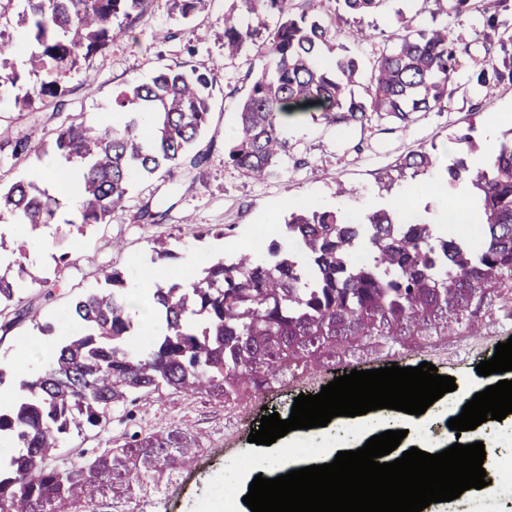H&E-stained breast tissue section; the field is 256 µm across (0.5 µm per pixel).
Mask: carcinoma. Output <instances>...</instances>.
Segmentation results:
<instances>
[{
  "label": "carcinoma",
  "instance_id": "1",
  "mask_svg": "<svg viewBox=\"0 0 512 512\" xmlns=\"http://www.w3.org/2000/svg\"><path fill=\"white\" fill-rule=\"evenodd\" d=\"M38 50L26 72L14 67L12 43L0 38V67L14 85L24 75L40 81L21 104L52 99L61 106L64 78L81 60L112 42V19L130 18L146 0H27ZM386 0H243L257 19L278 18L268 32L259 73L253 77L235 120L227 151L230 163L250 177L271 175L288 154L280 119L318 112L342 129L365 127L372 115L402 123L447 100L448 87L468 48L448 27L413 32L405 27L369 69L355 55L322 65L323 47L337 39L346 16L379 12ZM335 4L334 12L327 5ZM504 0H481L486 40L498 29ZM256 30L224 13V58L253 44ZM504 56L489 59L476 76L489 100L497 86L512 83V35L499 36ZM367 73L363 94L352 86ZM211 80L198 70L159 71L149 83H133L112 101L122 120L113 125L71 124L57 131L53 151L77 161V194L67 202L73 224H104L125 206L132 177L169 172L187 161L208 162L194 151L210 114ZM469 126L456 138L462 150L440 168L442 179L468 186V202L483 215L477 240L465 242L435 225L400 223L391 208L355 220L337 211L295 208L263 252L208 257L185 282L155 284L146 300L159 311L155 332L144 334L124 273L102 269L96 288L67 313L70 333L59 352L26 365L20 402L0 401V512H71L77 501L118 492L143 471L161 474L189 460L198 437L169 426L134 432L93 456L59 461L67 436L98 428L127 405L155 393L201 394L232 401L255 379L272 378L286 352L308 357L364 341L411 338L456 331L490 307L501 288L512 286V128L482 166L469 156L478 143ZM15 156L38 150L27 136L7 140ZM437 156L428 149L406 154L386 173L392 184L428 174ZM59 202L39 185L18 180L0 189V215L34 227L47 223ZM372 248L365 265L350 255ZM18 282L0 273V335L28 321L42 336L58 325L21 305Z\"/></svg>",
  "mask_w": 512,
  "mask_h": 512
}]
</instances>
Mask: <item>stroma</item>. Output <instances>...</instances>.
<instances>
[{"instance_id":"35a3bbf8","label":"stroma","mask_w":512,"mask_h":512,"mask_svg":"<svg viewBox=\"0 0 512 512\" xmlns=\"http://www.w3.org/2000/svg\"><path fill=\"white\" fill-rule=\"evenodd\" d=\"M26 8L25 0H0V37L10 40L20 57L33 47L29 31L20 22ZM230 10L256 27L255 49L232 61L224 58V14ZM274 25L271 17L255 24L242 0H207L202 10L186 20L173 11L172 0H148L137 18L113 19L111 43L69 74L61 108L50 103L22 108L17 100L26 92V84L0 85V132L12 138L33 132L48 142L56 130L73 123L107 126L118 122V115L112 112L114 96L130 83L149 81L160 69L193 68L210 72L213 79L208 125L196 144L197 150L209 155L204 166H183L149 180H134L125 210L114 212L105 224L69 225L66 211L60 210L50 223L36 228L19 226L16 236L32 243L33 261L22 268L9 265L7 271L21 275L23 302L39 305L49 317L67 313L75 299L97 288L96 271L102 266L124 271L128 287L144 283L143 271L153 266L154 250L161 240L175 251L165 272L179 275L193 257L246 247L254 225L284 223L300 204L338 209L348 216L393 207L404 199L409 181L386 192L379 188L377 176L402 155L432 145L437 156H445L449 144L472 125L479 145L477 154L482 157L490 146L499 144L502 131L512 127V84H501L497 97L489 101L474 80L485 61L500 53L498 43L485 41L480 13L471 9L450 17L438 9L435 0H388L376 14L343 22L339 44L369 62L382 50L389 33L399 27H449L459 42L468 44L469 53L454 79L448 103L414 114L405 125L375 119L345 136L337 134L335 126L305 114L286 124L288 156L277 173L263 180L247 178L225 161L224 152L249 88L246 74L259 64L256 48L263 45L268 28ZM359 28L369 30L371 39L354 42L351 33ZM60 166L52 154L16 156L10 146L0 147V180L5 182L36 172L49 173ZM341 181L355 185L356 194L347 199L337 197L336 185ZM147 203L163 211L160 223L136 221L137 210ZM217 231L223 232V239H214ZM48 290L53 293L49 300L44 297ZM197 406L193 396L175 399L156 394L133 405L131 415L114 413L102 428L72 435L68 445L98 453L134 431L171 424L192 429ZM460 412L456 392H449L418 416L380 409L309 432L293 430L268 446L240 440L234 455L219 459L197 475L173 512H249L243 502L255 477L249 462L261 454L274 458L291 448H316L328 458L341 449L359 448L369 437L389 429L405 431L401 445L407 449L422 438L430 451L449 442L470 444L469 436H458L447 425ZM425 512H512V498L499 495L488 485L458 499L431 504Z\"/></svg>"}]
</instances>
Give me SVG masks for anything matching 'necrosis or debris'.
<instances>
[{"label":"necrosis or debris","mask_w":512,"mask_h":512,"mask_svg":"<svg viewBox=\"0 0 512 512\" xmlns=\"http://www.w3.org/2000/svg\"><path fill=\"white\" fill-rule=\"evenodd\" d=\"M480 320L481 330L425 336L412 345L399 339L360 344L332 359L284 355L273 379L247 388L241 398L225 403L224 407H209L208 417L218 429L213 437L199 441L190 466L164 474L154 482L130 486L120 499H104L95 512H139L141 501L147 499L170 505L188 487L194 471L209 467L214 460L232 451L246 433L252 416L261 411L282 387L316 391L325 386L329 373L335 369L348 366L378 368L398 361L408 351L446 365L465 361L497 345L512 335V292L481 313Z\"/></svg>","instance_id":"1"}]
</instances>
